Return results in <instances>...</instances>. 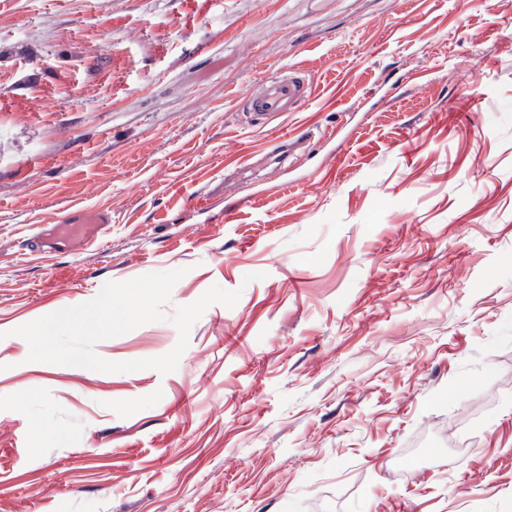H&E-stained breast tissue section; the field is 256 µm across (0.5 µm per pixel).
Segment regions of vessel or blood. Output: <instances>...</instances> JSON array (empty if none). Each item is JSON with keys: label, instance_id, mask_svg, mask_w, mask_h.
<instances>
[{"label": "vessel or blood", "instance_id": "b4317fda", "mask_svg": "<svg viewBox=\"0 0 512 512\" xmlns=\"http://www.w3.org/2000/svg\"><path fill=\"white\" fill-rule=\"evenodd\" d=\"M261 93L248 95L238 102L248 122L264 123L284 112L298 111L311 94L306 77L295 69H283L263 79ZM112 222L109 210L75 211L29 239L31 253L54 251L58 244L81 248L101 240Z\"/></svg>", "mask_w": 512, "mask_h": 512}]
</instances>
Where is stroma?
I'll use <instances>...</instances> for the list:
<instances>
[{"label":"stroma","mask_w":512,"mask_h":512,"mask_svg":"<svg viewBox=\"0 0 512 512\" xmlns=\"http://www.w3.org/2000/svg\"><path fill=\"white\" fill-rule=\"evenodd\" d=\"M282 68L310 98L248 123ZM70 206L103 243L26 254ZM177 269L165 312L241 296L175 372L27 362ZM0 512H512V0H0Z\"/></svg>","instance_id":"stroma-1"}]
</instances>
